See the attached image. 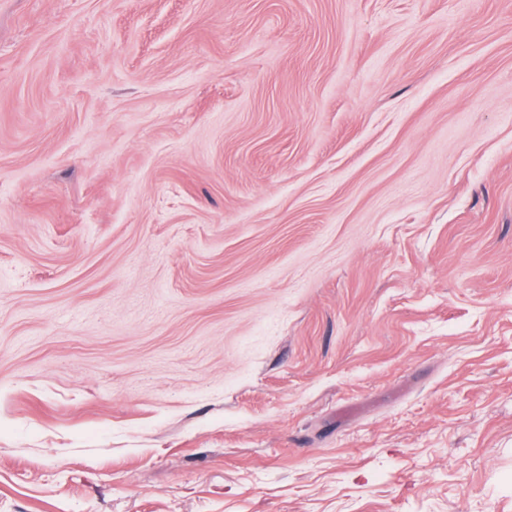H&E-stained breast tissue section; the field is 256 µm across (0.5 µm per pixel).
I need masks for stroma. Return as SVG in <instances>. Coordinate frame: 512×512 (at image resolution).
Here are the masks:
<instances>
[{
	"label": "stroma",
	"mask_w": 512,
	"mask_h": 512,
	"mask_svg": "<svg viewBox=\"0 0 512 512\" xmlns=\"http://www.w3.org/2000/svg\"><path fill=\"white\" fill-rule=\"evenodd\" d=\"M0 512H512V0H0Z\"/></svg>",
	"instance_id": "obj_1"
}]
</instances>
